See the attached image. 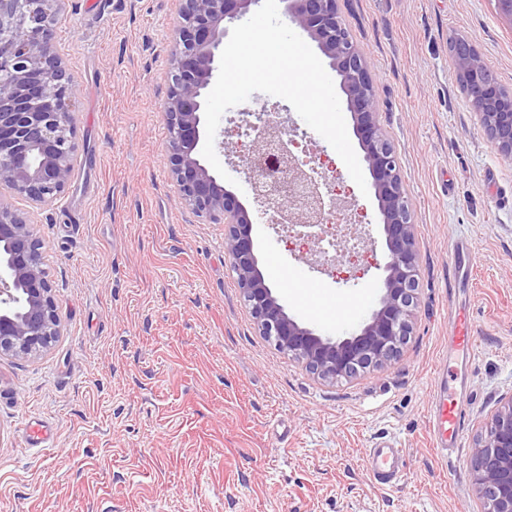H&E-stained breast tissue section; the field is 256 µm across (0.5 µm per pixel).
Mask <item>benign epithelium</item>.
I'll return each instance as SVG.
<instances>
[{"label": "benign epithelium", "mask_w": 512, "mask_h": 512, "mask_svg": "<svg viewBox=\"0 0 512 512\" xmlns=\"http://www.w3.org/2000/svg\"><path fill=\"white\" fill-rule=\"evenodd\" d=\"M66 0H0V181L27 200L20 211L0 197V356L27 361L61 336L54 281L46 267L36 214L68 190L77 145L70 98L74 80L51 35ZM170 47V85L164 106L166 155L180 205L224 225V253L259 333L317 378L335 382L386 366L412 333L418 287L412 206L396 150L378 121L371 63L345 33L339 0H281L289 22L302 29L340 77L346 108L372 178L387 257L375 308L357 331L321 334L288 314L259 267L253 221L236 194L203 163L206 92L217 76L227 26L263 0H177ZM455 73L495 148L512 157V92L488 77L476 49L452 48ZM255 150L247 169L256 198L272 220L295 236L320 241L337 199L324 198L323 172L288 159L275 112L245 122ZM279 153L286 179L277 181L264 158ZM472 485L481 512H512V394L501 398L471 447Z\"/></svg>", "instance_id": "7a95c632"}]
</instances>
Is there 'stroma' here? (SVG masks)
<instances>
[{"label": "stroma", "mask_w": 512, "mask_h": 512, "mask_svg": "<svg viewBox=\"0 0 512 512\" xmlns=\"http://www.w3.org/2000/svg\"><path fill=\"white\" fill-rule=\"evenodd\" d=\"M374 71L416 224L413 331L381 369L324 382L261 336L224 227L181 206L165 160L164 104L176 0H67L53 44L74 78L78 159L39 215L64 332L42 356L0 357V512H474L470 448L512 393V159L489 141L456 80L448 38L470 43L512 91V22L495 0H340ZM276 110L288 150L322 163L358 220L362 254L319 265L252 195L246 137L220 123L216 155L254 216L260 264L289 313L366 310L384 241L373 198L350 190L329 143L284 99L253 93L230 114ZM472 245L455 278V241ZM477 357L462 375L464 424L448 460L426 428L459 317ZM53 433L26 441L29 422ZM389 440L400 482L362 461Z\"/></svg>", "instance_id": "stroma-1"}]
</instances>
